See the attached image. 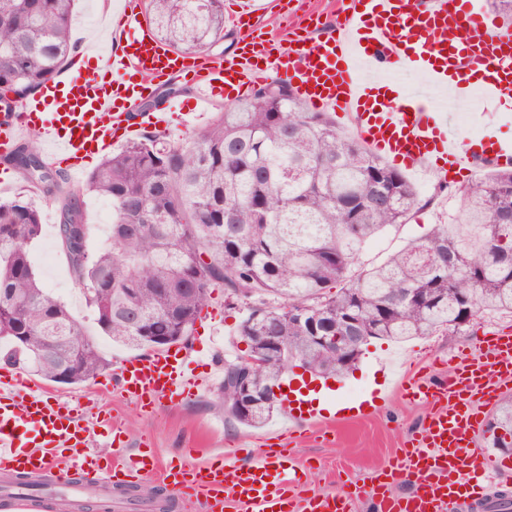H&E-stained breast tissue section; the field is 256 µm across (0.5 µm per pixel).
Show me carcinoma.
<instances>
[{
  "label": "carcinoma",
  "instance_id": "cac0c4a2",
  "mask_svg": "<svg viewBox=\"0 0 512 512\" xmlns=\"http://www.w3.org/2000/svg\"><path fill=\"white\" fill-rule=\"evenodd\" d=\"M73 2L0 0V89L15 103L65 65ZM147 10L157 36L181 52L224 40L223 0H148ZM10 163L41 193L60 190L61 174L36 138ZM86 192L112 204L111 244L95 254L83 223ZM455 195L454 223L360 266L373 238L429 202L402 171L276 82L225 106L188 141L146 131L104 159L67 194L58 235L97 324L128 348L188 341L216 285L247 302L239 336L260 350L272 339L284 345L260 371L268 390L295 364L326 377L356 368L367 343L349 347L347 336H459L480 315L512 314V168H494ZM41 230L26 193L0 200V341L35 374L83 384L109 363L37 278L29 247ZM419 288L425 298L409 300ZM298 307L316 319L318 335L340 340H313L291 314ZM244 376L242 361L224 364L222 401L233 400ZM273 410L225 412L259 426ZM486 426L501 431L485 438L487 447L512 451V394ZM483 512H512V493L495 492Z\"/></svg>",
  "mask_w": 512,
  "mask_h": 512
}]
</instances>
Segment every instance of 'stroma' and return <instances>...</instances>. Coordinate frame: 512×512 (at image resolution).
I'll return each mask as SVG.
<instances>
[{
    "mask_svg": "<svg viewBox=\"0 0 512 512\" xmlns=\"http://www.w3.org/2000/svg\"><path fill=\"white\" fill-rule=\"evenodd\" d=\"M263 8L257 12L255 24L271 29L279 35L282 48H289L287 29L290 14L317 11L333 15L336 0H295L292 11H284L281 0H262ZM125 0H77L72 28L75 50L66 65L67 71L83 69L93 74L96 65L108 52L118 49L120 37L110 24V17L124 7ZM461 138H476L492 134L499 138L512 137V109L494 108L489 100L476 97L475 107L468 124L455 128ZM72 181L62 183L60 195L46 198L34 193L40 210L42 232L31 246L33 267L45 288H52L50 272L42 261L46 252H53L58 262L66 257L58 241L59 214L62 194L72 188ZM458 197L442 200L440 204L414 213L404 224L387 228L363 251L361 261L365 266L381 263L389 254L407 242L424 236L436 224H445L456 215ZM58 298L94 336L98 349L110 365H118L129 357L130 349L112 343L94 321L81 288L69 282ZM209 317L203 325L217 330L216 343L201 346L197 338L186 344L195 358L193 369L208 372L216 356L230 361L245 356L247 346L238 335V325L245 314L241 301L231 298L223 289H213ZM512 327V317L480 316L462 336L417 337L403 343L381 340L367 346L356 370L345 377L331 381L324 392L330 409L325 412L320 429L285 439L291 428L283 414H275L264 427L248 428L230 420L219 402L220 389L190 395L178 402L162 401L154 408H145L113 391L108 372H101L94 379L81 385L50 384L54 395L91 401L97 413L112 416L113 429L95 428L93 442L104 456L112 454V432L121 430L127 451H155L165 462L181 460L184 450H191L196 462H207L218 455L230 454L240 464L250 463L259 448L269 443H286L291 448L296 466L298 483L295 496L316 492L333 494L343 487L370 479L381 472L389 461L400 454L423 421L428 408L420 402L407 399L397 382L406 375L426 381L444 372L449 355L463 352L478 356L480 344L486 334L502 327ZM388 367L395 380L389 391H381V367ZM379 397L376 410L367 416H354L353 405Z\"/></svg>",
    "mask_w": 512,
    "mask_h": 512,
    "instance_id": "obj_1",
    "label": "stroma"
}]
</instances>
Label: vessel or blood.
I'll return each mask as SVG.
<instances>
[{"instance_id":"1","label":"vessel or blood","mask_w":512,"mask_h":512,"mask_svg":"<svg viewBox=\"0 0 512 512\" xmlns=\"http://www.w3.org/2000/svg\"><path fill=\"white\" fill-rule=\"evenodd\" d=\"M115 23L125 44L110 52L95 76L75 71L46 84L18 111L0 113V155L10 154L28 130H37L52 158L71 163L78 178L84 162L111 151L120 134L147 127L167 129L164 109L130 121L128 105L169 76H184L199 101L221 93L250 90L283 78L313 108L344 112L358 138L374 153L415 170L430 165L451 176L485 164L512 165V143L478 138L467 148L454 136L453 106L469 104L474 91L496 101L512 99V32L502 30L474 0H337L336 16L322 39L308 45L297 38L288 52L278 38L256 28L259 54L232 57L186 55L162 49L142 11L124 8ZM474 38L456 41L459 28ZM412 64L427 77L428 89L372 99V83L361 65L388 72ZM456 86H449V76ZM214 374H198L189 355L171 347L147 357H127L112 373V387L145 406L211 389ZM512 382V329L489 332L483 352L459 358L450 373L429 382L409 380L407 393L429 410L421 428L382 470L372 501L376 512H449L476 496L492 479L473 437L485 413ZM102 461L91 446V431L72 400L49 396L43 383L16 369L0 375V470L37 476L57 470L58 495L78 498L113 486L162 477L173 494L193 492L205 512H224L225 502L244 512H353L358 489L295 500L296 471L289 455L263 448L248 465L181 462L159 466L149 452L129 453L120 435ZM408 481L407 495L394 496L390 482Z\"/></svg>"}]
</instances>
